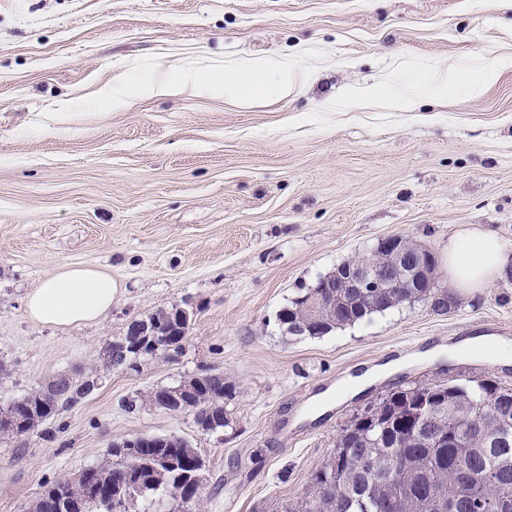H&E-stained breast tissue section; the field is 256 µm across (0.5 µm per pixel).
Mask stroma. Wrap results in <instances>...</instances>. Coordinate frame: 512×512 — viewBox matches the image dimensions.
I'll use <instances>...</instances> for the list:
<instances>
[{"label":"stroma","instance_id":"stroma-1","mask_svg":"<svg viewBox=\"0 0 512 512\" xmlns=\"http://www.w3.org/2000/svg\"><path fill=\"white\" fill-rule=\"evenodd\" d=\"M294 61L285 98L140 94L185 68ZM452 76L403 108L388 86ZM496 69L479 86L478 72ZM378 96L355 104L353 92ZM471 224L512 248V0H0V407L80 378L128 324L174 305L182 348L99 387L21 437L0 436V512H31L44 485L102 463L139 434L205 459L202 512H277L301 498L353 415L388 391L449 376L512 384L474 356L410 362L431 346L512 339V281L436 314L401 305L316 338L277 312L340 263L403 234L435 253ZM72 266L106 270L102 320L43 326L27 293ZM394 374L323 416L313 396L388 360ZM208 372L237 387L231 438L193 413L129 400Z\"/></svg>","mask_w":512,"mask_h":512}]
</instances>
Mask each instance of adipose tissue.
I'll use <instances>...</instances> for the list:
<instances>
[{
  "instance_id": "adipose-tissue-1",
  "label": "adipose tissue",
  "mask_w": 512,
  "mask_h": 512,
  "mask_svg": "<svg viewBox=\"0 0 512 512\" xmlns=\"http://www.w3.org/2000/svg\"><path fill=\"white\" fill-rule=\"evenodd\" d=\"M297 77V70L287 64L259 61L245 71L233 67L221 72L185 69L177 83H151L147 90L154 94L180 88L202 91L220 84L226 95L243 100L268 93L285 98ZM511 263L512 249L496 235L462 227L448 241V292L454 296L477 294L501 277ZM114 291L110 274L92 267H67L28 293L25 312L36 323L56 327L94 322L111 310Z\"/></svg>"
}]
</instances>
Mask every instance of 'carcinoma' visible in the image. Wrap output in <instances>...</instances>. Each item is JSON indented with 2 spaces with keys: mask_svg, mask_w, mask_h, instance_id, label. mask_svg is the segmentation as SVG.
<instances>
[{
  "mask_svg": "<svg viewBox=\"0 0 512 512\" xmlns=\"http://www.w3.org/2000/svg\"><path fill=\"white\" fill-rule=\"evenodd\" d=\"M334 271L336 287L300 289L286 309L288 334L315 315L319 295H328L334 309L320 320L331 328L353 325L373 314L404 303L419 302L420 288H405L377 299L366 297L363 288H351ZM93 369L80 379L50 381L7 408L4 418L19 416L34 429L54 419L59 407L74 405L99 385ZM448 385L416 382L389 391L355 416L344 428L347 438L337 441L336 451L311 475L303 498L281 512H438L432 491L457 492L455 512H512V385L493 379L460 375ZM236 385L218 372L195 388L196 414L219 416L220 427H231L226 402L234 399ZM453 435L438 444L435 438ZM370 455L373 470L359 469L354 460ZM110 459L85 468L72 478L45 486L33 512H57L63 497L83 500L86 512H129V505L153 495L168 496L181 490L178 512H196L197 492L186 490L188 475L205 464L197 449L184 439L173 448H138L130 451L123 442L108 450ZM408 467L391 482L385 470L395 458Z\"/></svg>",
  "mask_w": 512,
  "mask_h": 512,
  "instance_id": "carcinoma-1",
  "label": "carcinoma"
}]
</instances>
